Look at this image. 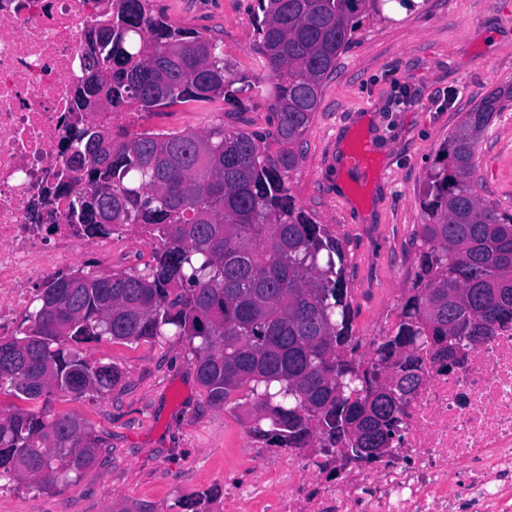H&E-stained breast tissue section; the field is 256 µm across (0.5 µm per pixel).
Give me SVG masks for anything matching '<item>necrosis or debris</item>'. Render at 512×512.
<instances>
[{"label": "necrosis or debris", "instance_id": "4bbe7bcc", "mask_svg": "<svg viewBox=\"0 0 512 512\" xmlns=\"http://www.w3.org/2000/svg\"><path fill=\"white\" fill-rule=\"evenodd\" d=\"M106 0H0V336L19 331L35 285L69 274L79 252L111 265L116 241L155 232L129 224L87 232L70 211L84 188L70 149L88 112L72 109L86 28ZM403 439L379 459L336 448L248 453L265 469L224 480L219 512H512V326L433 364L409 396Z\"/></svg>", "mask_w": 512, "mask_h": 512}]
</instances>
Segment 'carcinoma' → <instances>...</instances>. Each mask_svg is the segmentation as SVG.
I'll return each instance as SVG.
<instances>
[{"mask_svg": "<svg viewBox=\"0 0 512 512\" xmlns=\"http://www.w3.org/2000/svg\"><path fill=\"white\" fill-rule=\"evenodd\" d=\"M253 52L241 71L219 41L171 24L152 0H111L85 32L80 111L155 114L219 99L238 110L265 100L269 128L216 124L171 134L113 133L90 123L74 158L87 188L72 212L161 234L145 272H75L43 284L27 326L0 336V389L23 402L54 391L104 394L115 366L92 365L67 342L179 336L208 402L246 393L253 439L274 448H377L400 441L402 411L373 389L400 371L448 369L475 337L512 325V211L474 190L478 140L512 101L496 89L465 113L436 152L425 223L396 323L373 355L357 354L341 241L297 206L286 179L325 82L365 19L386 0H256ZM105 38L95 43L90 36ZM93 194L98 207L86 206ZM101 440L81 419L17 409L0 414V481L52 490L94 466Z\"/></svg>", "mask_w": 512, "mask_h": 512, "instance_id": "1", "label": "carcinoma"}]
</instances>
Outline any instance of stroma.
Segmentation results:
<instances>
[{
    "label": "stroma",
    "mask_w": 512,
    "mask_h": 512,
    "mask_svg": "<svg viewBox=\"0 0 512 512\" xmlns=\"http://www.w3.org/2000/svg\"><path fill=\"white\" fill-rule=\"evenodd\" d=\"M254 0H154L176 26L211 35L238 66L256 70L250 14ZM512 85V0H416L365 21L326 82L305 135L303 157L288 180L298 206L340 239L355 311L354 327L375 325L398 303L415 263L414 233L425 221L428 166L439 147L482 98ZM257 100L245 112L216 102L201 111L177 105L129 115L124 129L201 131L217 122L247 132L268 127ZM371 163L351 169L352 142ZM479 195L512 210V107L488 126L477 150ZM121 380L102 396L58 394L36 401L48 414H70L103 440L101 462L50 491L17 481L0 512H191L197 495L224 497V479L247 469L253 442L235 402L212 406L197 383L187 341L78 345Z\"/></svg>",
    "instance_id": "35a3bbf8"
}]
</instances>
